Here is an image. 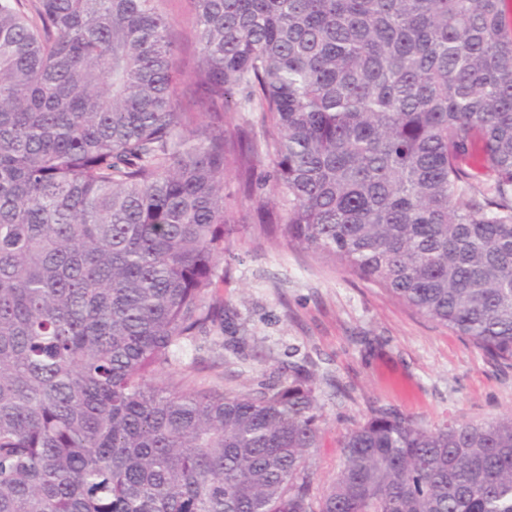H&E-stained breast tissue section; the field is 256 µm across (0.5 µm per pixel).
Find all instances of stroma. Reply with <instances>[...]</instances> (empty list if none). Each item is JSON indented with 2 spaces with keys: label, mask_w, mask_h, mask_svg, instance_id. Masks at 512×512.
<instances>
[{
  "label": "stroma",
  "mask_w": 512,
  "mask_h": 512,
  "mask_svg": "<svg viewBox=\"0 0 512 512\" xmlns=\"http://www.w3.org/2000/svg\"><path fill=\"white\" fill-rule=\"evenodd\" d=\"M224 329L184 345L166 379L233 395L314 370L321 435L316 488L342 461L340 442L383 407L436 427L512 414V367L391 299L349 269L277 239L255 240L240 219L224 254Z\"/></svg>",
  "instance_id": "obj_1"
}]
</instances>
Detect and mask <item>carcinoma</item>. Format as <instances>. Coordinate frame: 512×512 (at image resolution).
<instances>
[{"label": "carcinoma", "instance_id": "carcinoma-1", "mask_svg": "<svg viewBox=\"0 0 512 512\" xmlns=\"http://www.w3.org/2000/svg\"><path fill=\"white\" fill-rule=\"evenodd\" d=\"M159 2L0 0V512H512V414L376 409L317 495L313 372L163 379L224 329L227 173L512 367V0H190L184 74Z\"/></svg>", "mask_w": 512, "mask_h": 512}]
</instances>
